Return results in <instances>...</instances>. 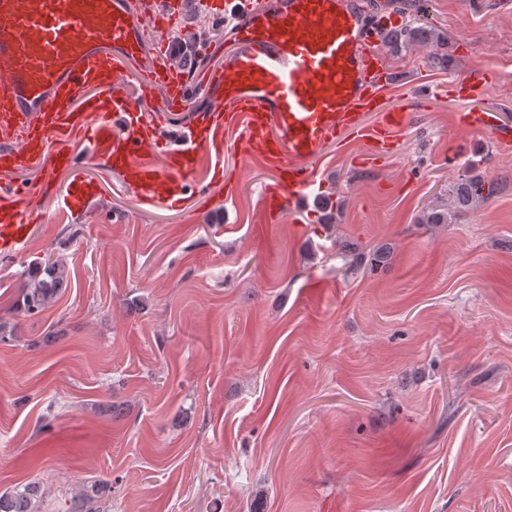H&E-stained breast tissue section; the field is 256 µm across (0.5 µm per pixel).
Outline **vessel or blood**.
<instances>
[{
	"label": "vessel or blood",
	"instance_id": "obj_1",
	"mask_svg": "<svg viewBox=\"0 0 512 512\" xmlns=\"http://www.w3.org/2000/svg\"><path fill=\"white\" fill-rule=\"evenodd\" d=\"M183 0H0V169H37L43 183L72 171L68 208L85 205L93 189L75 172L59 140L88 136L89 153L119 176V185L154 208L205 195L199 170L208 156L221 176L224 155L259 156L277 175L263 189L266 219L296 214L315 192L316 164L326 147L354 136L373 155L393 153L410 112L385 108L391 66L376 47L379 18L357 0H209L215 13L236 17L234 48L224 66L206 72L211 108L189 121L175 147L161 138L171 113L190 101V78L171 61L164 39ZM495 69L453 79L455 96L491 87ZM163 91L164 109L151 106ZM459 125L503 136L493 108L462 113ZM237 131L227 141L228 131ZM41 191L0 186V259L21 253L34 227L21 215Z\"/></svg>",
	"mask_w": 512,
	"mask_h": 512
}]
</instances>
